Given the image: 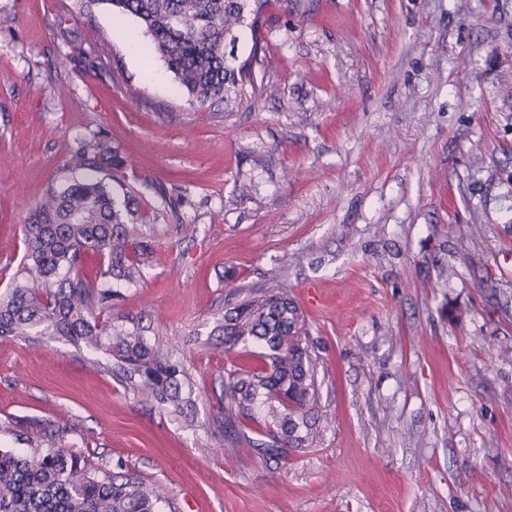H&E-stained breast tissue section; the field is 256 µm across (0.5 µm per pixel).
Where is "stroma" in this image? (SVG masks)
Masks as SVG:
<instances>
[{
    "label": "stroma",
    "mask_w": 512,
    "mask_h": 512,
    "mask_svg": "<svg viewBox=\"0 0 512 512\" xmlns=\"http://www.w3.org/2000/svg\"><path fill=\"white\" fill-rule=\"evenodd\" d=\"M236 36L270 87L218 116L158 89L164 62L107 0H0V264L19 269L30 212L106 135L152 249L112 321L196 387L187 423L100 351L2 339L0 448L136 473L173 512H512V0H269ZM283 284L321 384L316 436L285 459L210 427L239 360L217 325Z\"/></svg>",
    "instance_id": "35a3bbf8"
}]
</instances>
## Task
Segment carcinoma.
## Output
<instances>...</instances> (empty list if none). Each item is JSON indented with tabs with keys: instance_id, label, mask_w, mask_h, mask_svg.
I'll list each match as a JSON object with an SVG mask.
<instances>
[{
	"instance_id": "obj_1",
	"label": "carcinoma",
	"mask_w": 512,
	"mask_h": 512,
	"mask_svg": "<svg viewBox=\"0 0 512 512\" xmlns=\"http://www.w3.org/2000/svg\"><path fill=\"white\" fill-rule=\"evenodd\" d=\"M135 17L188 101L216 112L256 105L268 90L255 84L265 55L241 63L226 52L242 27L255 29L267 0H105ZM126 158L98 135L71 156L79 173L47 191L24 225L22 278L0 296V338L37 342L52 336L109 356L112 379L140 402L178 416L192 407L193 383L183 364L148 343L138 327L112 324L115 280L135 288L149 248L137 214L119 207L105 182ZM98 259L87 267L88 255ZM224 347L256 344L260 365L216 377L222 392L215 428L266 456L286 457L313 439L308 413L320 385L308 321L288 287L255 290L224 314ZM165 495L131 474L101 471L62 448L0 449V512H162Z\"/></svg>"
}]
</instances>
